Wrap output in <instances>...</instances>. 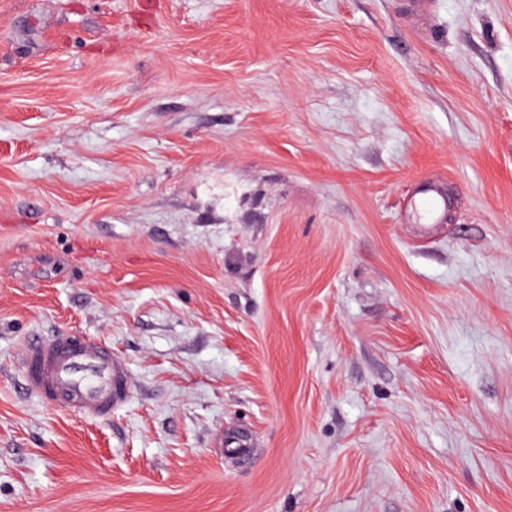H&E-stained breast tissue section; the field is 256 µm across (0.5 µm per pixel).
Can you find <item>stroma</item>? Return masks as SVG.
Segmentation results:
<instances>
[{"label":"stroma","instance_id":"35a3bbf8","mask_svg":"<svg viewBox=\"0 0 512 512\" xmlns=\"http://www.w3.org/2000/svg\"><path fill=\"white\" fill-rule=\"evenodd\" d=\"M403 2L0 0V512H512V0ZM417 195V205L425 228L430 229L435 224H441L448 211V197L442 185L430 181L419 188ZM24 379L47 403L102 419L127 401L132 386L127 368L105 345L69 336L32 346Z\"/></svg>","mask_w":512,"mask_h":512}]
</instances>
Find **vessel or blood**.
Listing matches in <instances>:
<instances>
[{
  "mask_svg": "<svg viewBox=\"0 0 512 512\" xmlns=\"http://www.w3.org/2000/svg\"><path fill=\"white\" fill-rule=\"evenodd\" d=\"M417 205L426 227L441 223L448 197L431 181L417 192ZM27 388L47 403L107 418L124 404L131 391L127 368L94 339L58 336L32 346L24 369Z\"/></svg>",
  "mask_w": 512,
  "mask_h": 512,
  "instance_id": "1",
  "label": "vessel or blood"
}]
</instances>
